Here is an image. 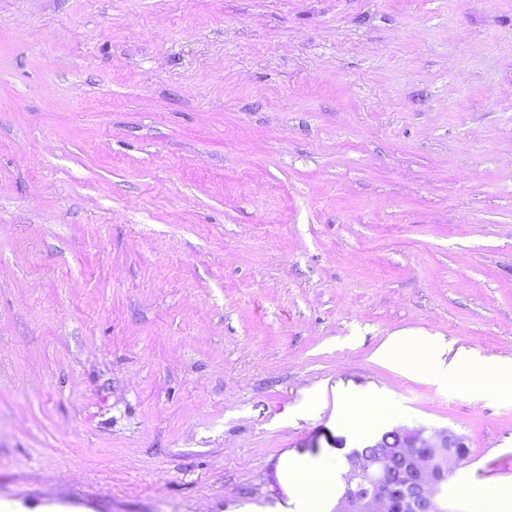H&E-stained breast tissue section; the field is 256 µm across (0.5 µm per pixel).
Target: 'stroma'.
I'll return each mask as SVG.
<instances>
[{
  "label": "stroma",
  "instance_id": "stroma-1",
  "mask_svg": "<svg viewBox=\"0 0 512 512\" xmlns=\"http://www.w3.org/2000/svg\"><path fill=\"white\" fill-rule=\"evenodd\" d=\"M397 335L512 361V0H0V512H299L397 426L497 512L512 392ZM414 340L423 344L424 354L419 358H406L404 350ZM373 357L404 375L424 379L439 388L448 387L449 384H471L477 378L479 383L487 387L512 391L511 362L495 364L467 359L447 362L439 345L417 336H394L382 344ZM336 478L338 480V474L335 476V473L332 471H328L318 478H311L306 475L296 477V486L298 488V492L300 496L306 501V503L309 504L311 507V509H307L305 511H319L315 510L314 506L318 507L320 501L325 496H328L333 492L336 483ZM305 479H312L313 481L317 482L319 484V487H321L320 491L316 492L314 488L311 486H307L301 489L300 484Z\"/></svg>",
  "mask_w": 512,
  "mask_h": 512
}]
</instances>
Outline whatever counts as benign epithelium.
<instances>
[{
  "mask_svg": "<svg viewBox=\"0 0 512 512\" xmlns=\"http://www.w3.org/2000/svg\"><path fill=\"white\" fill-rule=\"evenodd\" d=\"M400 468L354 451L334 512H447L444 483L469 456L465 438L449 428L395 429L390 444Z\"/></svg>",
  "mask_w": 512,
  "mask_h": 512,
  "instance_id": "benign-epithelium-1",
  "label": "benign epithelium"
}]
</instances>
